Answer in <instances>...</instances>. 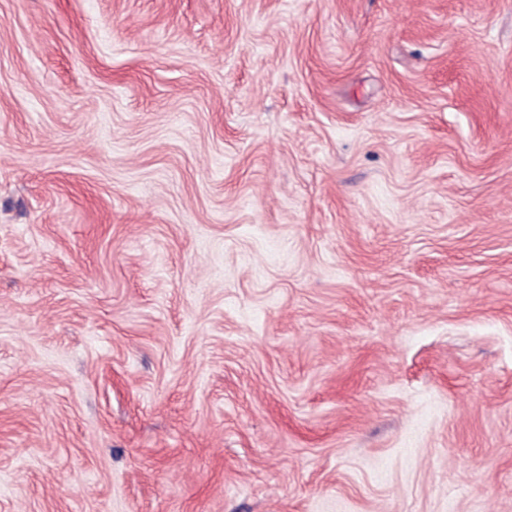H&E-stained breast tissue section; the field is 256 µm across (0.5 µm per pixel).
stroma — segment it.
I'll use <instances>...</instances> for the list:
<instances>
[{"mask_svg":"<svg viewBox=\"0 0 512 512\" xmlns=\"http://www.w3.org/2000/svg\"><path fill=\"white\" fill-rule=\"evenodd\" d=\"M0 512H512V0H0Z\"/></svg>","mask_w":512,"mask_h":512,"instance_id":"obj_1","label":"stroma"}]
</instances>
